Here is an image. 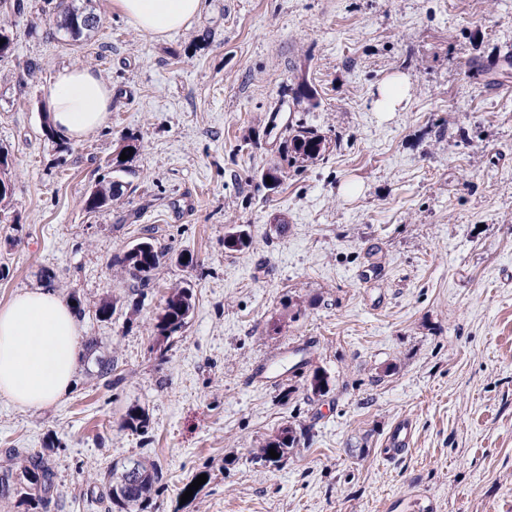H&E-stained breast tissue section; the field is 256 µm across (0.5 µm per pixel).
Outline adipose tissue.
Returning a JSON list of instances; mask_svg holds the SVG:
<instances>
[{"label":"adipose tissue","instance_id":"ef3b65f1","mask_svg":"<svg viewBox=\"0 0 512 512\" xmlns=\"http://www.w3.org/2000/svg\"><path fill=\"white\" fill-rule=\"evenodd\" d=\"M112 8L159 39L187 25L203 0H112ZM111 107V87L88 67L59 70L49 88L50 120L66 139L88 136ZM81 330L76 312L47 288L23 290L0 306V395L25 409L65 397L83 358Z\"/></svg>","mask_w":512,"mask_h":512}]
</instances>
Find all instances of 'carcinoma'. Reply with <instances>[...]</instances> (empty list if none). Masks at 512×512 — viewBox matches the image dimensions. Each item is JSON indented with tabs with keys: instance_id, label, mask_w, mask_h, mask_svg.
<instances>
[{
	"instance_id": "carcinoma-1",
	"label": "carcinoma",
	"mask_w": 512,
	"mask_h": 512,
	"mask_svg": "<svg viewBox=\"0 0 512 512\" xmlns=\"http://www.w3.org/2000/svg\"><path fill=\"white\" fill-rule=\"evenodd\" d=\"M101 18L92 10L73 6L62 8L56 13L53 29L70 41H78L99 26ZM294 100L304 103L307 109L319 106L317 92L307 83L301 82L293 92ZM328 140L316 130L299 124L279 146L276 162L262 173V180H271L276 187L282 182L285 167L298 163L314 161L327 150ZM112 177L95 187L84 199V208L89 213H96L120 201L130 187L125 177L131 169L124 160L109 161ZM251 236L244 229H239L224 238V247L239 251L249 247ZM164 252L153 241L145 239L123 254L116 257L117 263L141 283V288L150 285L152 277L161 266ZM141 288L133 290L129 306L133 312L143 307ZM192 290L186 286L169 289L164 299V306L154 324V350L159 358L166 357L167 341L181 331L187 324L193 304ZM147 418L137 405L127 408L123 426L132 430L146 427ZM300 438L296 428L286 424L270 436L256 451V458L264 463L278 465L298 447ZM275 450L279 457L269 456V450ZM162 469L158 462L149 458L130 459L120 465L95 474L92 484L105 489L110 506L108 512H152L154 497L162 482ZM11 491L17 497L33 504L48 503L57 491L56 472L52 460L42 453L17 451L10 455L9 463L0 465V496Z\"/></svg>"
}]
</instances>
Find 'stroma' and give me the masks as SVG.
Returning a JSON list of instances; mask_svg holds the SVG:
<instances>
[{
	"label": "stroma",
	"instance_id": "1",
	"mask_svg": "<svg viewBox=\"0 0 512 512\" xmlns=\"http://www.w3.org/2000/svg\"><path fill=\"white\" fill-rule=\"evenodd\" d=\"M26 3L0 12L14 34L0 59V305L34 287L78 298L95 346L62 400L0 397V453H44L58 486L47 506L0 497V512H108L87 475L140 457L162 467L154 512H512V0H205L161 41L92 0L101 22L77 43L47 35V0ZM72 65L116 97L64 156L44 121ZM398 74L409 102L386 117L377 90ZM303 81L318 108L294 101ZM301 122L329 149L265 188ZM131 134L132 190L87 212ZM235 227L249 248L225 249ZM144 237L165 256L135 314L112 259ZM178 283L194 309L161 360L154 319ZM289 305L299 318L273 330ZM101 359L116 381L96 378ZM132 405L146 430L123 427ZM402 418L413 442L390 460ZM288 423L294 452L257 460Z\"/></svg>",
	"mask_w": 512,
	"mask_h": 512
}]
</instances>
